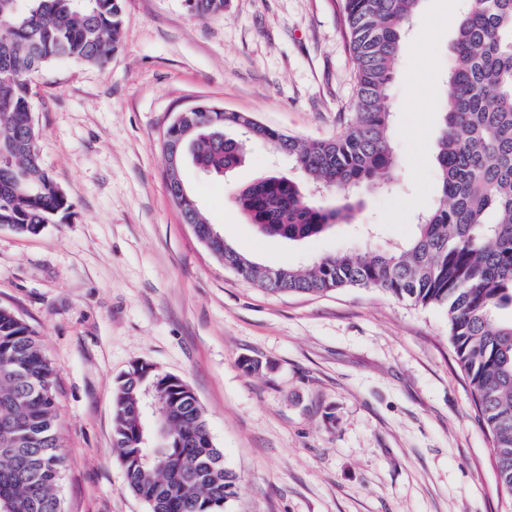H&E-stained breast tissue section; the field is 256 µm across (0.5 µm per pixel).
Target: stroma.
<instances>
[{
  "label": "stroma",
  "instance_id": "stroma-1",
  "mask_svg": "<svg viewBox=\"0 0 512 512\" xmlns=\"http://www.w3.org/2000/svg\"><path fill=\"white\" fill-rule=\"evenodd\" d=\"M463 0H421L390 96L399 187L362 189L351 223L299 242L261 236L233 195L288 156L252 146L222 177L183 180L237 251L308 268L409 238L438 199L436 140ZM341 0H123L102 67L33 79L43 168L68 211L36 235L0 227V306L38 333L56 372L62 512H150L126 487L112 396L136 361L183 379L239 489L226 512H503L492 443L436 306L376 288L272 294L242 281L184 224L161 137L207 100L301 140L336 136L355 77ZM261 370L246 371L244 359Z\"/></svg>",
  "mask_w": 512,
  "mask_h": 512
}]
</instances>
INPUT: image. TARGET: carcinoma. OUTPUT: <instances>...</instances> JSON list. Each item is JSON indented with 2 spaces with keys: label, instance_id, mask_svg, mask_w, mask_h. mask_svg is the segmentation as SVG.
I'll return each instance as SVG.
<instances>
[{
  "label": "carcinoma",
  "instance_id": "cac0c4a2",
  "mask_svg": "<svg viewBox=\"0 0 512 512\" xmlns=\"http://www.w3.org/2000/svg\"><path fill=\"white\" fill-rule=\"evenodd\" d=\"M420 0H343L342 22L356 88L353 119L335 137L302 142L251 116L200 101L186 136L185 160L209 174L244 163L246 142L294 158L301 179L272 172L234 194L266 236L301 241L348 224L354 206L312 204L308 190L346 197L398 181L393 113L387 100L405 26ZM226 0H185L198 17L221 14ZM0 226L33 235L61 211L66 196L43 169L32 80L58 61L104 66L119 45L122 0H0ZM440 198L417 214L401 245L360 257L326 256L308 270L268 268L215 239L207 250L242 280L272 293L322 294L374 287L447 310L448 332L472 398L493 438V460L512 512V0H468L452 44L448 94L437 141ZM183 221L204 233L208 219L191 196L167 184ZM56 372L40 340L0 307V498L11 512H62V457ZM157 406L148 431L145 400ZM113 447L128 488L150 512H223L236 476L214 447L199 402L180 378L136 362L112 399Z\"/></svg>",
  "mask_w": 512,
  "mask_h": 512
}]
</instances>
